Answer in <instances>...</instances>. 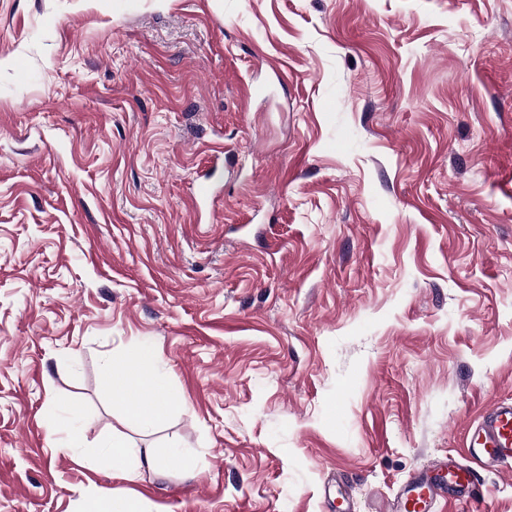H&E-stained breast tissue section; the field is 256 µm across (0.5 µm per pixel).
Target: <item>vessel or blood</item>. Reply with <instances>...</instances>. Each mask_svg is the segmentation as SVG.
I'll list each match as a JSON object with an SVG mask.
<instances>
[{
    "mask_svg": "<svg viewBox=\"0 0 512 512\" xmlns=\"http://www.w3.org/2000/svg\"><path fill=\"white\" fill-rule=\"evenodd\" d=\"M512 465V400H500L469 425L465 454L441 460L436 469L409 476L389 512H436L438 503L476 498L479 471Z\"/></svg>",
    "mask_w": 512,
    "mask_h": 512,
    "instance_id": "1",
    "label": "vessel or blood"
}]
</instances>
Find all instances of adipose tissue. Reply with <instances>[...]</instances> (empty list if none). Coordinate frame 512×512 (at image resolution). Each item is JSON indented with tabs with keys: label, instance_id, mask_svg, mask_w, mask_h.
Masks as SVG:
<instances>
[{
	"label": "adipose tissue",
	"instance_id": "adipose-tissue-1",
	"mask_svg": "<svg viewBox=\"0 0 512 512\" xmlns=\"http://www.w3.org/2000/svg\"><path fill=\"white\" fill-rule=\"evenodd\" d=\"M112 393L140 428L154 429L167 420L171 402L159 371L158 354L150 339L138 341L125 355L123 366L113 370ZM94 464L133 481L138 477L139 467L156 468L159 458L150 451L138 453L117 433L95 453Z\"/></svg>",
	"mask_w": 512,
	"mask_h": 512
}]
</instances>
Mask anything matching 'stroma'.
Instances as JSON below:
<instances>
[{
	"instance_id": "35a3bbf8",
	"label": "stroma",
	"mask_w": 512,
	"mask_h": 512,
	"mask_svg": "<svg viewBox=\"0 0 512 512\" xmlns=\"http://www.w3.org/2000/svg\"><path fill=\"white\" fill-rule=\"evenodd\" d=\"M503 398L512 0H0V512H386ZM115 431L160 469L94 468ZM479 480L444 512H512ZM112 393L127 415L142 429H155L170 415L171 402L159 371L154 343L143 338L112 369ZM88 512H145L142 502L137 497L127 496L113 498L104 496L90 503Z\"/></svg>"
}]
</instances>
